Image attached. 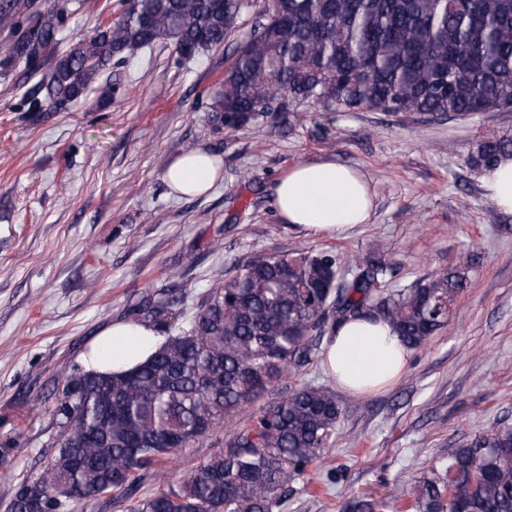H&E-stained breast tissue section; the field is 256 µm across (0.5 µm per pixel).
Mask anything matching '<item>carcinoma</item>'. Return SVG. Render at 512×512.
<instances>
[{"mask_svg":"<svg viewBox=\"0 0 512 512\" xmlns=\"http://www.w3.org/2000/svg\"><path fill=\"white\" fill-rule=\"evenodd\" d=\"M258 24L224 72L212 107L237 131L274 112L313 101L329 114L351 110L444 115L498 112L512 100V0H142L117 22L57 50L64 10L0 0V27H27L0 67L41 74L43 102L62 110L111 64L163 39L181 55L218 48L248 8ZM512 156V135L478 141L472 166ZM381 260L349 263L334 250L262 254L236 266L199 306L189 329L170 334L173 297L137 308L166 339L146 362L121 374L63 378L57 450L8 507L61 512L129 496L148 478L158 489L131 512H273L288 488L329 448L342 407L335 390L298 383L259 406L246 426L243 406L262 399L315 357L320 340L345 323H389L412 349L447 325L465 287L467 262L386 287ZM225 427L222 448L187 465L177 484L162 460ZM411 485L416 512H512V426L499 422L430 463Z\"/></svg>","mask_w":512,"mask_h":512,"instance_id":"1","label":"carcinoma"}]
</instances>
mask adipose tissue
<instances>
[{"instance_id":"adipose-tissue-1","label":"adipose tissue","mask_w":512,"mask_h":512,"mask_svg":"<svg viewBox=\"0 0 512 512\" xmlns=\"http://www.w3.org/2000/svg\"><path fill=\"white\" fill-rule=\"evenodd\" d=\"M222 159L204 149L173 158L163 179L182 197L209 193L223 177ZM272 205L281 221L340 235L366 223L372 210L369 187L354 170L333 162H305L277 178ZM152 326L117 321L103 329L81 357L84 371L121 372L144 362L163 343ZM411 351L384 322L355 320L327 343L324 365L336 383L356 394L381 391L405 370Z\"/></svg>"}]
</instances>
